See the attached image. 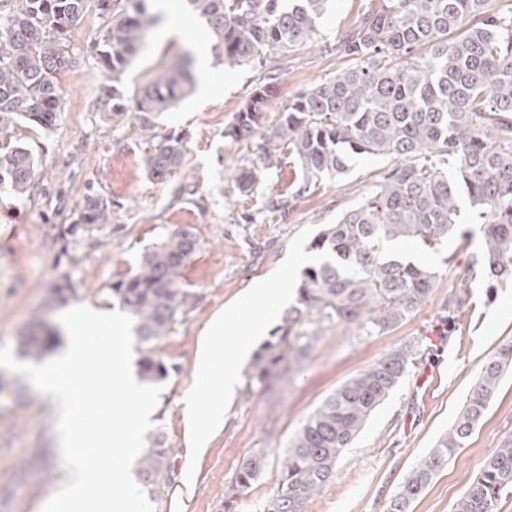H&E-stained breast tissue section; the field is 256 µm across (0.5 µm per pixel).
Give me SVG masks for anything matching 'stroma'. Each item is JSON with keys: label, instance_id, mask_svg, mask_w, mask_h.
I'll return each instance as SVG.
<instances>
[{"label": "stroma", "instance_id": "1", "mask_svg": "<svg viewBox=\"0 0 512 512\" xmlns=\"http://www.w3.org/2000/svg\"><path fill=\"white\" fill-rule=\"evenodd\" d=\"M371 0H331L318 20L312 42L290 51L272 50L260 65L224 68L212 60L210 95H189L157 121L161 135L185 138V163L159 182L144 171V144L137 121L112 125L102 120L97 96L109 79L92 51L105 21L88 12L67 34L71 63L59 92L62 108L48 129L18 122L16 137L37 159L29 192L14 196L0 188V346L18 349L19 336L35 319L58 328L67 306H112V285L131 276L149 245L171 228L191 231L197 250L181 283L192 304L167 336L134 341L133 359L163 360L159 408L146 441L164 438L174 453L170 483L152 504L155 512H265L280 476L289 440L304 420L339 386L415 339L426 353L364 428L336 465V477L307 501L301 512H386L416 463L433 448L460 413L483 364L512 344V283L471 279L470 256L483 243L481 225H457L439 249L418 242L403 250L430 268L434 287L405 320L388 333L364 335L357 324L326 328L310 358L291 370L276 368L270 386L242 381L226 406L224 427L197 453L188 436L182 399L193 383L200 338L225 307L254 282L309 253L310 243L329 224L358 206L388 174L385 156L356 159L348 173L323 178L297 196L298 164L284 160L266 170L263 184L241 196L232 167L259 162L261 135L235 142L228 125L258 84H271L266 126H274L295 94L327 81L344 68L336 49L341 31L358 24ZM185 38H168V24ZM208 52L206 25L191 9L171 22H158L146 47L122 77L128 98L149 83L184 49ZM110 200L112 221L73 236L84 194ZM285 200L273 209L271 200ZM64 285L65 303L52 291ZM464 305L454 322L444 319L450 296ZM512 434V369L506 371L464 448L449 459L409 512H453L457 499L485 459ZM266 455L262 479L240 493L233 505L224 494L242 461ZM62 464L56 422L28 377L0 368V512H39L57 487Z\"/></svg>", "mask_w": 512, "mask_h": 512}]
</instances>
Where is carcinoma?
Masks as SVG:
<instances>
[{
    "label": "carcinoma",
    "mask_w": 512,
    "mask_h": 512,
    "mask_svg": "<svg viewBox=\"0 0 512 512\" xmlns=\"http://www.w3.org/2000/svg\"><path fill=\"white\" fill-rule=\"evenodd\" d=\"M0 13V186L17 195L31 187L34 157L13 135L16 120L48 129L60 111L57 75L66 70L65 33L93 8L106 19L94 42L98 64L112 74L97 103L114 125L134 117L146 145L142 163L164 182L180 171L185 142L155 133L156 119L194 88L192 54L172 60L139 91L135 112L120 77L159 17L144 0H15ZM329 0H190L204 18L215 57L236 68L259 62L264 52L289 51L308 42ZM350 64L326 82L295 95L265 134L262 166L235 169L238 190L254 193L272 160L286 153L303 176L294 195L319 179L347 173L362 155L386 156L394 168L359 206L327 226L311 242L322 261L305 270L298 305L276 328L280 335L256 354L251 377L263 384L283 361L299 364L325 326L355 322L373 336L385 333L434 287L435 273L390 253L402 242L436 247L461 223L459 195L469 198L473 219L484 224L482 247L472 253V278H512V0H377L338 44ZM273 87L257 85L241 104L224 137L239 141L263 127ZM111 204L84 197L79 221L109 224ZM186 230L167 231L142 253L136 270L112 284L117 299L137 320L145 342L167 335L192 293L182 269L196 253ZM55 330L34 320L20 338L25 354L48 349ZM422 343L410 340L328 395L291 439L269 512H301L336 476V463L370 414L407 374ZM512 345L482 367L462 412L404 481L388 512H407L435 473L465 446L483 417ZM150 382L168 376L165 363L146 357ZM174 449L157 437L138 460V478L156 494L169 484ZM266 455L242 461L230 487L238 495L258 482ZM512 494V436L485 460L455 512H496Z\"/></svg>",
    "instance_id": "1"
}]
</instances>
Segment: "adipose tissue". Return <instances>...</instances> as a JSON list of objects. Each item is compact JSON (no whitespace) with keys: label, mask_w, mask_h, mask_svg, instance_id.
Instances as JSON below:
<instances>
[{"label":"adipose tissue","mask_w":512,"mask_h":512,"mask_svg":"<svg viewBox=\"0 0 512 512\" xmlns=\"http://www.w3.org/2000/svg\"><path fill=\"white\" fill-rule=\"evenodd\" d=\"M295 271H278L209 326L195 357L193 384L183 398L187 430L195 447H206L224 423V407L234 397L244 362L291 297Z\"/></svg>","instance_id":"1"}]
</instances>
